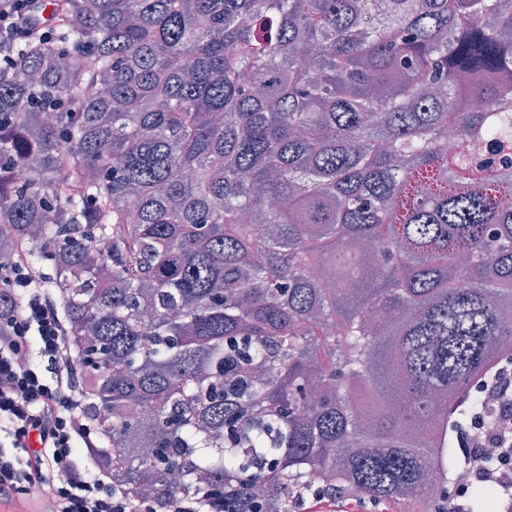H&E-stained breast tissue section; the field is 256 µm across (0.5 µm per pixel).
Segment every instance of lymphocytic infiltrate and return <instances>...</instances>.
Masks as SVG:
<instances>
[{
  "label": "lymphocytic infiltrate",
  "instance_id": "obj_1",
  "mask_svg": "<svg viewBox=\"0 0 512 512\" xmlns=\"http://www.w3.org/2000/svg\"><path fill=\"white\" fill-rule=\"evenodd\" d=\"M18 246L0 309V502L47 504L48 512H158L112 480L102 431L82 401L84 369L62 303L40 288ZM50 500H43L44 490Z\"/></svg>",
  "mask_w": 512,
  "mask_h": 512
}]
</instances>
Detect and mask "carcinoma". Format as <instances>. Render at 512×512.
Segmentation results:
<instances>
[{
  "label": "carcinoma",
  "instance_id": "carcinoma-1",
  "mask_svg": "<svg viewBox=\"0 0 512 512\" xmlns=\"http://www.w3.org/2000/svg\"><path fill=\"white\" fill-rule=\"evenodd\" d=\"M47 5L0 61V303L23 243L112 479L291 512L430 468L448 512L453 400L512 345L509 0ZM349 503L336 493L317 490L297 495L294 512H336V505Z\"/></svg>",
  "mask_w": 512,
  "mask_h": 512
}]
</instances>
